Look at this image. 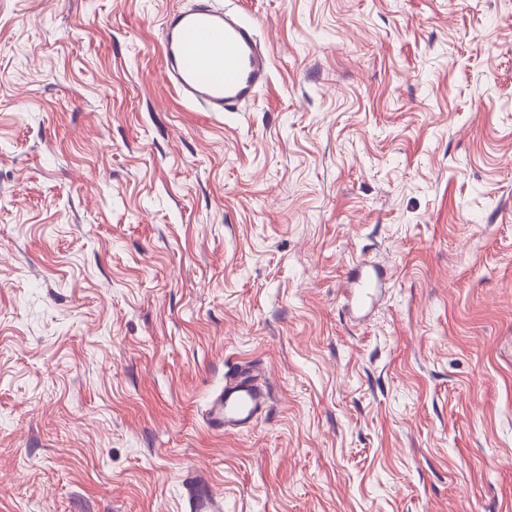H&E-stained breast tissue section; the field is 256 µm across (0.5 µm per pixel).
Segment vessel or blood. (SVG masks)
Instances as JSON below:
<instances>
[{
    "mask_svg": "<svg viewBox=\"0 0 512 512\" xmlns=\"http://www.w3.org/2000/svg\"><path fill=\"white\" fill-rule=\"evenodd\" d=\"M162 64L169 87L206 112L242 111L270 78V62L253 24L212 0H197L194 7L165 18ZM270 401L259 375L240 367L212 400L207 425L222 432L251 428ZM180 484L185 512H224V500L212 490L205 470H184Z\"/></svg>",
    "mask_w": 512,
    "mask_h": 512,
    "instance_id": "b4317fda",
    "label": "vessel or blood"
}]
</instances>
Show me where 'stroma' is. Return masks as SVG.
Here are the masks:
<instances>
[{"label":"stroma","instance_id":"1","mask_svg":"<svg viewBox=\"0 0 512 512\" xmlns=\"http://www.w3.org/2000/svg\"><path fill=\"white\" fill-rule=\"evenodd\" d=\"M183 2L0 0V512H512V0H218L240 112L164 81ZM271 393L250 366L224 378L222 389L212 400L207 426L219 431L242 430L254 426L268 411ZM180 484L185 512L224 511V500L212 490L209 475L205 470L197 467L184 470Z\"/></svg>","mask_w":512,"mask_h":512}]
</instances>
